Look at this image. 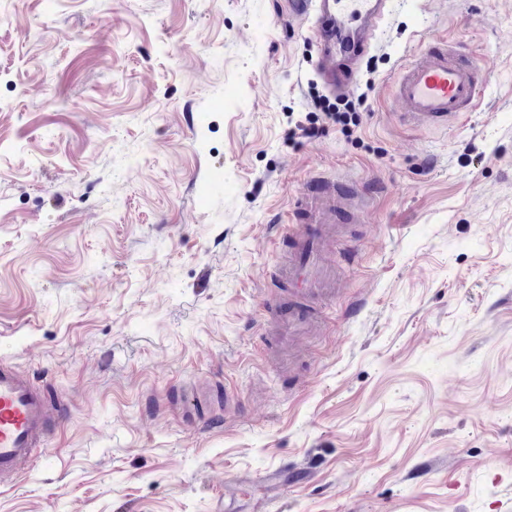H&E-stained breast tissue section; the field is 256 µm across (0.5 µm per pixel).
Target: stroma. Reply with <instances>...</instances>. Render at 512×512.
<instances>
[{"label":"stroma","instance_id":"obj_1","mask_svg":"<svg viewBox=\"0 0 512 512\" xmlns=\"http://www.w3.org/2000/svg\"><path fill=\"white\" fill-rule=\"evenodd\" d=\"M283 6L0 7V358L64 401L0 512H512V0H390L359 126L314 139L289 134L325 93L312 23ZM443 36L483 109L407 123L391 80ZM318 174L370 198L279 364L277 227Z\"/></svg>","mask_w":512,"mask_h":512}]
</instances>
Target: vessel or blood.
Returning <instances> with one entry per match:
<instances>
[{"instance_id":"b4317fda","label":"vessel or blood","mask_w":512,"mask_h":512,"mask_svg":"<svg viewBox=\"0 0 512 512\" xmlns=\"http://www.w3.org/2000/svg\"><path fill=\"white\" fill-rule=\"evenodd\" d=\"M387 5L388 0H288L289 17L313 21L315 67L332 94L351 91ZM478 71L477 64L455 61L447 39H436L394 78L393 96L411 122L455 121L479 105L483 85ZM366 194L356 183L315 176L295 198L281 234L288 243V262L275 271L287 282L288 296L265 310L264 334L270 344L322 321L321 303L336 294V261L330 252L334 226L348 219L354 200ZM60 409L57 395L36 386L15 364L0 360V487L29 471Z\"/></svg>"}]
</instances>
